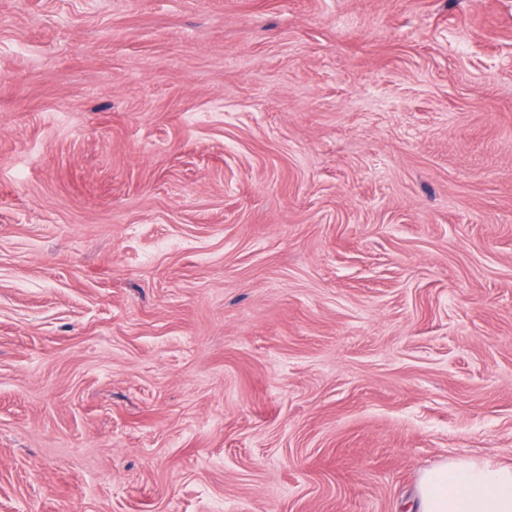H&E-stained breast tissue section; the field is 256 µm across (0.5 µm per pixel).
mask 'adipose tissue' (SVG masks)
Listing matches in <instances>:
<instances>
[{
    "instance_id": "adipose-tissue-1",
    "label": "adipose tissue",
    "mask_w": 512,
    "mask_h": 512,
    "mask_svg": "<svg viewBox=\"0 0 512 512\" xmlns=\"http://www.w3.org/2000/svg\"><path fill=\"white\" fill-rule=\"evenodd\" d=\"M417 512H512V467L489 459L451 460L426 470Z\"/></svg>"
}]
</instances>
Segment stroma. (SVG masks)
Segmentation results:
<instances>
[{
	"label": "stroma",
	"mask_w": 512,
	"mask_h": 512,
	"mask_svg": "<svg viewBox=\"0 0 512 512\" xmlns=\"http://www.w3.org/2000/svg\"><path fill=\"white\" fill-rule=\"evenodd\" d=\"M512 0H0V512H407L512 464Z\"/></svg>",
	"instance_id": "obj_1"
}]
</instances>
